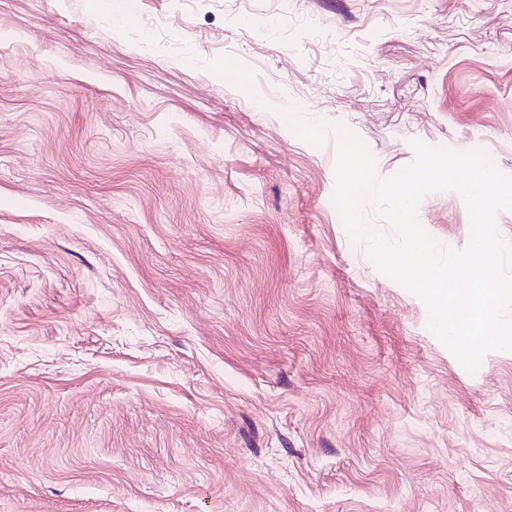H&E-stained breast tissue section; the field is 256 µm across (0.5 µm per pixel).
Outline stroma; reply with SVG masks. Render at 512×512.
Returning a JSON list of instances; mask_svg holds the SVG:
<instances>
[{
	"label": "stroma",
	"instance_id": "obj_1",
	"mask_svg": "<svg viewBox=\"0 0 512 512\" xmlns=\"http://www.w3.org/2000/svg\"><path fill=\"white\" fill-rule=\"evenodd\" d=\"M292 106L512 175V0H0V512H512V352L443 346Z\"/></svg>",
	"mask_w": 512,
	"mask_h": 512
}]
</instances>
